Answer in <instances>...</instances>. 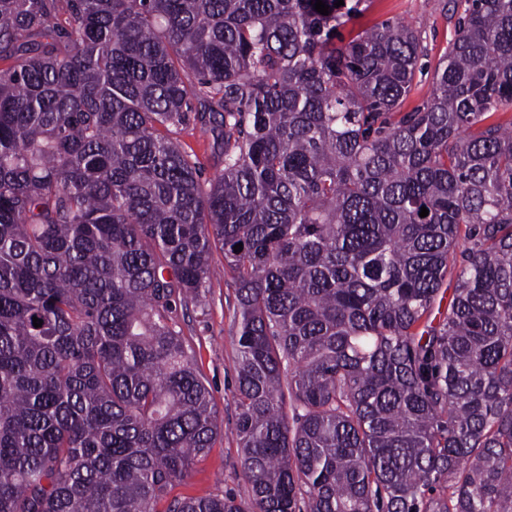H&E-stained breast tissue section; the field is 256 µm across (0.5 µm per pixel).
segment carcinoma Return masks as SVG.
I'll use <instances>...</instances> for the list:
<instances>
[{"mask_svg": "<svg viewBox=\"0 0 512 512\" xmlns=\"http://www.w3.org/2000/svg\"><path fill=\"white\" fill-rule=\"evenodd\" d=\"M334 2L0 0V512H512V0L411 112L421 35ZM217 247L245 506L168 498ZM182 144L183 148L196 157L200 162L202 179H209L216 173L217 167L214 162V143L210 134H203L199 128H189L173 135Z\"/></svg>", "mask_w": 512, "mask_h": 512, "instance_id": "obj_1", "label": "carcinoma"}]
</instances>
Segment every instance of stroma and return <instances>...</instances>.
<instances>
[{"instance_id":"stroma-1","label":"stroma","mask_w":512,"mask_h":512,"mask_svg":"<svg viewBox=\"0 0 512 512\" xmlns=\"http://www.w3.org/2000/svg\"><path fill=\"white\" fill-rule=\"evenodd\" d=\"M385 21L410 26L420 33L426 48L421 69L402 104L403 111L409 112L429 96L434 70L454 35V19L447 0H366L354 27L361 31ZM210 261L217 275L205 290L203 307L190 304L181 307L180 312L184 338L210 390L221 430L209 453L193 462L188 476L171 493L177 497L227 495L245 502L250 497V486L241 473L235 434L238 360L235 294L231 274L224 268L222 251H213Z\"/></svg>"}]
</instances>
